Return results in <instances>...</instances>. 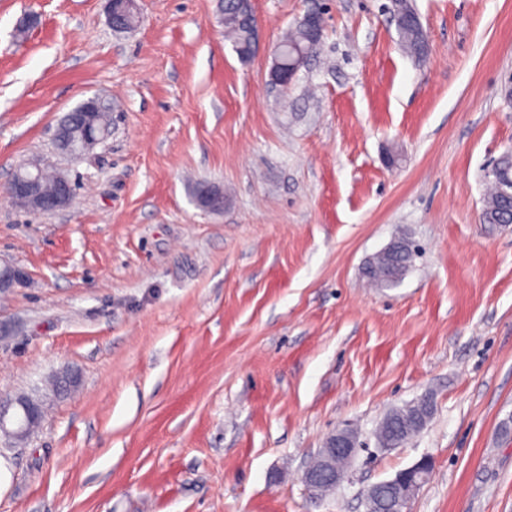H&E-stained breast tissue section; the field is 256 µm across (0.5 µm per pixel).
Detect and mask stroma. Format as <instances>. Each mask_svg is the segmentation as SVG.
<instances>
[{"label": "stroma", "mask_w": 512, "mask_h": 512, "mask_svg": "<svg viewBox=\"0 0 512 512\" xmlns=\"http://www.w3.org/2000/svg\"><path fill=\"white\" fill-rule=\"evenodd\" d=\"M251 4L244 62L218 0H140L121 33L107 0H0V257L27 275L0 296V400L79 377L0 446V512H366L364 489L424 457L408 512H512V226L479 222L512 151V0H411L421 59L391 0ZM315 7L320 49L272 86ZM96 94L111 135L54 154ZM35 158L74 182L68 207L10 202ZM399 235L414 267L371 283ZM425 395L424 430L380 449L385 415ZM347 424L348 476L311 498L302 470ZM395 12L396 13L394 14V18L396 23L405 24L407 22H413L416 24V26L420 30L424 44L427 47L426 38L417 13L414 12L412 14H408L405 8L399 6H396ZM398 33L401 44L408 53L418 57L425 54L424 44L420 38L418 31L414 27L405 25L399 30ZM301 24L295 27L282 41L286 44L283 45V60L288 63V60L292 61L296 56V52L292 46L306 48L309 44L308 33L305 29L307 28L311 41L314 45H319L323 38L324 31V19L319 11H308L301 19ZM305 26V27H304ZM290 43L291 45L289 46ZM278 46L275 49L274 61L270 71V80L274 85L283 86L290 84L295 77L299 68L305 63L307 58L313 53L312 50L300 51L297 60L290 64L288 70L282 69V64L277 60ZM90 129V126H85L84 130L88 131V133H86L83 137L79 150L74 151L67 145L69 141V133L57 127L54 133V145L56 151L61 155L77 159L92 151L97 145L104 142L109 136V133L101 134L98 132H92Z\"/></svg>", "instance_id": "1"}]
</instances>
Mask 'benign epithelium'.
Returning <instances> with one entry per match:
<instances>
[{
    "instance_id": "7a95c632",
    "label": "benign epithelium",
    "mask_w": 512,
    "mask_h": 512,
    "mask_svg": "<svg viewBox=\"0 0 512 512\" xmlns=\"http://www.w3.org/2000/svg\"><path fill=\"white\" fill-rule=\"evenodd\" d=\"M137 11V0H110L108 8V23L118 32L125 30L124 18L131 12ZM310 34L314 45H319L323 38L324 19L320 12L311 10L301 19ZM312 51H301L297 60L290 64L286 70L282 64L275 60L270 71V80L274 85H286L292 81L299 68L305 63ZM83 137L79 150L74 151L68 147L69 133L57 128L54 133L56 151L73 159L82 157L92 151L97 145L107 139V135L90 131ZM42 166L37 162H27L20 165L14 172L7 188V194L13 205L33 213H53L72 202L74 187L70 179L64 174H57L56 188L53 193H45L37 179ZM25 280V272L13 265L0 264V291L7 290ZM42 418L41 405L18 397L13 402L0 404V431L17 438L27 436L33 428L37 427ZM357 448V435L351 428H341L331 432L324 447L319 449L314 459L306 466L302 481L310 495L324 487H335L345 477V465L354 456ZM432 469L428 458H422L413 466L402 470L394 479L388 481L390 485H397L402 490L401 508H406L409 500L421 487L422 481Z\"/></svg>"
}]
</instances>
